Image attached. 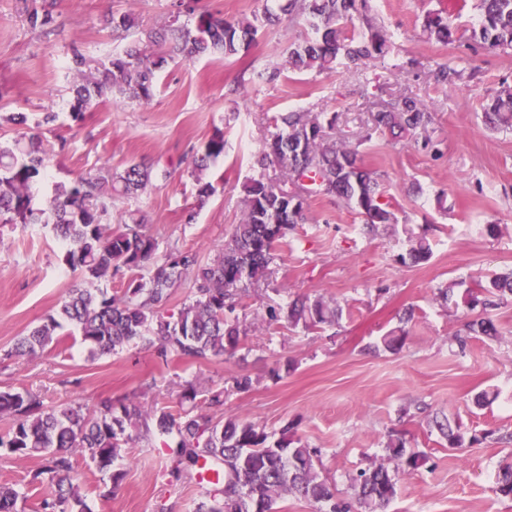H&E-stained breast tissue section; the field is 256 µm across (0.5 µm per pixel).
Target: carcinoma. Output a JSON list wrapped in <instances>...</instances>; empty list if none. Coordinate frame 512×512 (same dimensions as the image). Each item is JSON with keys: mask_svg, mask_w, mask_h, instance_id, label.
<instances>
[{"mask_svg": "<svg viewBox=\"0 0 512 512\" xmlns=\"http://www.w3.org/2000/svg\"><path fill=\"white\" fill-rule=\"evenodd\" d=\"M200 0H173L165 23L104 58H92L72 47L67 71L72 76L70 115L75 119L99 101L119 96L147 106L155 96L156 73L176 60L204 55L230 57L253 42L259 30L273 28L285 15L303 20L312 36L287 49L288 67L318 73L346 65L362 69L390 51L391 41L368 26L356 30L354 16L367 9V0H287L278 11L269 6L247 21L228 20L220 12L203 10ZM480 14L471 29L474 43L512 50V0H479ZM196 18L194 27L181 17ZM33 28L52 22L51 10L34 8L28 14ZM115 38L138 26L132 14L107 19ZM427 28L440 41H451L455 28L441 13L428 14ZM434 108L423 100L404 95L369 113V133L388 135L397 142L428 131ZM490 130L512 129V87L491 100L483 113ZM336 116L324 112L291 111L272 117L271 133L256 163L259 172L242 185L243 212L232 235L207 261L193 250H171L158 255V241L146 231L143 219L110 229L102 224L109 209V192L137 197L151 185L153 168L130 162L117 173H88L72 183H55L45 207L37 205L35 186L44 178L48 152L37 135L26 132L12 143L0 144V223L39 224L51 227L67 246L64 264L82 281L125 279L121 295H107L99 288H70L56 312L19 337L8 356L34 355L55 341L63 324L74 327L81 341L95 352L116 353L142 342L163 361L177 357L208 362L235 350L239 328L229 322L247 288L259 284L283 260L288 229L305 221L307 200L316 195L336 197L375 229L395 224L397 218L385 202L381 175L364 167L358 147L336 141ZM224 155V133L217 129L195 156L188 171L199 202L215 191L206 172ZM413 263L430 256V245L419 237L408 252ZM188 284L191 296L175 314L164 315L172 289ZM512 297V272L494 274L478 291L462 301L454 288L440 291L443 301L482 313L465 323L471 334L497 335L489 309L496 300ZM339 306L321 297L294 299L287 309L269 306L262 315L267 326L287 319L288 324L317 329L336 321ZM191 381L185 382L179 409L150 411L138 401L118 405L100 400L87 411L83 406L47 409L40 397L28 390L0 391V414L13 417L0 434V449L18 456L45 455V464L33 479L45 489L36 512H89L74 484V450H79L99 471L111 473L124 448L136 440L161 442L173 463L171 473L212 470L217 479L206 491L196 512H278L277 503L295 496L317 504V512H386L397 495L399 477L417 471L421 453L397 438L388 445L392 466L372 465L351 481L348 500L336 496L335 484L324 475L319 450L292 445L287 437L269 442V435L251 423L229 419L220 424L202 413L203 407L219 410L224 391L207 390L202 400ZM434 425L448 439V447L460 448L466 437L456 421L443 417ZM26 493L14 486H0V512H19Z\"/></svg>", "mask_w": 512, "mask_h": 512, "instance_id": "1", "label": "carcinoma"}]
</instances>
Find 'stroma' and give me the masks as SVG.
<instances>
[{
  "mask_svg": "<svg viewBox=\"0 0 512 512\" xmlns=\"http://www.w3.org/2000/svg\"><path fill=\"white\" fill-rule=\"evenodd\" d=\"M170 5L57 0L44 33L27 24L31 0H0V114L26 113L28 131H39L52 153L40 195L52 183L132 161L168 170V178H157L140 197L113 195L105 221L115 227L142 215L161 251L191 249L207 259L240 221V187L258 173L255 158L272 117L303 110L335 115L337 139L359 144L364 165L384 174L397 221L371 232L335 198L311 197L305 222L289 230L267 284L247 291L237 313L240 346L206 363H165L138 344L98 355L72 335L36 355L5 359L20 336L55 312L75 276L49 230L0 223V390L32 391L52 408L90 409L104 398L133 397L174 410L192 381L202 390L223 389L224 409L215 420H245L272 439L286 433L319 449L341 496L350 494V476L386 461L387 444L399 437L426 461L400 477L386 512H512V499L497 491L501 467L512 464V299L493 311L497 338L472 335L461 348L454 336L466 310L439 296L450 286L463 296L489 274L512 268V130H489L481 118L486 97L512 85V52L465 39L444 44L425 30L427 14L447 10L455 24L469 27L478 17L476 0H369V18L393 45L364 70L285 69L288 44L306 35L285 22L259 31L230 59L169 64L157 74L149 106L109 98L72 119L65 69L72 46L93 57L110 55L121 44L105 28L106 16L130 12L148 30L165 22ZM395 63L403 65L402 75L391 73ZM439 64L464 74L438 85L432 72ZM276 66L280 76L262 80ZM405 91L435 109L428 140H365L370 108ZM47 112L58 119L44 126ZM217 129L224 155L209 172L215 192L201 204L187 170ZM190 207L196 217L189 223ZM421 234L431 247L429 261L404 262ZM305 295L338 302L336 324L308 331L262 323L267 305ZM408 308L414 316L405 324ZM398 328L406 331L400 347L381 349V336ZM242 375L252 380L245 392L234 384ZM483 390L497 397L480 406L474 396ZM437 414L458 419L479 442L449 447L432 424ZM160 447L156 441L126 449L113 467L121 478L108 498L100 495L108 475L74 453L89 512H195L205 483L192 471L173 479ZM43 464V457L0 449V485L26 492L23 512H34L43 495L33 479Z\"/></svg>",
  "mask_w": 512,
  "mask_h": 512,
  "instance_id": "obj_1",
  "label": "stroma"
}]
</instances>
